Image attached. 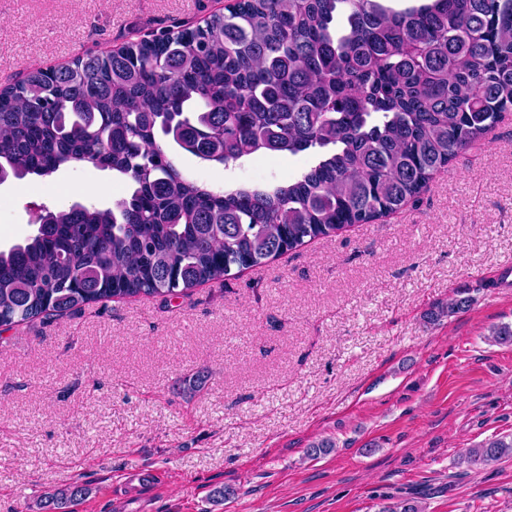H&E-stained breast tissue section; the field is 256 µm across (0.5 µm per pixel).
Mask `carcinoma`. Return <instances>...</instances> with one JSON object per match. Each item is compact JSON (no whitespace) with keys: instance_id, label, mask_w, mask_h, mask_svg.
I'll return each instance as SVG.
<instances>
[{"instance_id":"carcinoma-1","label":"carcinoma","mask_w":512,"mask_h":512,"mask_svg":"<svg viewBox=\"0 0 512 512\" xmlns=\"http://www.w3.org/2000/svg\"><path fill=\"white\" fill-rule=\"evenodd\" d=\"M512 109V0H235L173 34L36 66L0 87V184L90 163L129 179L111 207L75 203L0 250V327L113 298L169 301L311 240L373 224L479 149ZM225 166L318 154L274 187L209 189L163 148ZM469 304L431 308L438 322ZM512 440L471 448L472 467ZM82 488L46 497L69 512ZM379 512H424L401 498Z\"/></svg>"}]
</instances>
